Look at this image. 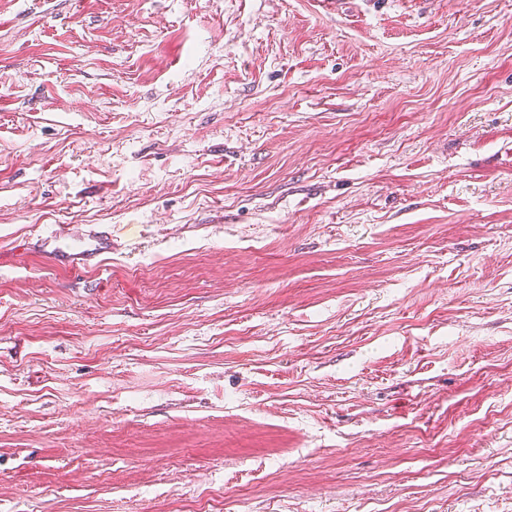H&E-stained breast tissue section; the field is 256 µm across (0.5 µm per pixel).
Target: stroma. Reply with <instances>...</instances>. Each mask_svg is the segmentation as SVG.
<instances>
[{
    "label": "stroma",
    "instance_id": "35a3bbf8",
    "mask_svg": "<svg viewBox=\"0 0 512 512\" xmlns=\"http://www.w3.org/2000/svg\"><path fill=\"white\" fill-rule=\"evenodd\" d=\"M0 512H512V0H0ZM100 229L87 228L81 233H76L71 224H53L51 238L57 243L64 244L68 249H53L51 253H54V259L74 272H82L89 260L112 248L110 229Z\"/></svg>",
    "mask_w": 512,
    "mask_h": 512
}]
</instances>
